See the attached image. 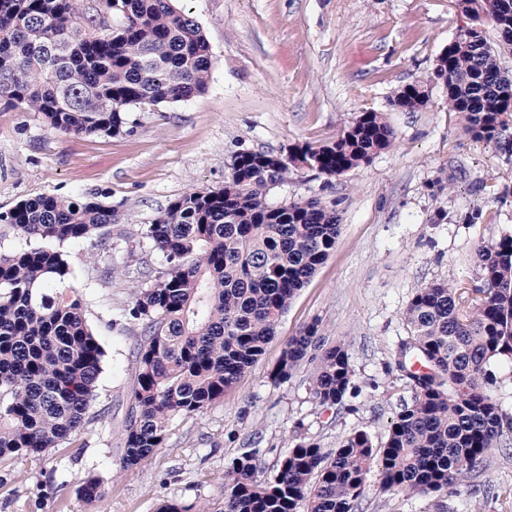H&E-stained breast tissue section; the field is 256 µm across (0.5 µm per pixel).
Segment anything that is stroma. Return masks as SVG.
<instances>
[{
	"instance_id": "obj_1",
	"label": "stroma",
	"mask_w": 512,
	"mask_h": 512,
	"mask_svg": "<svg viewBox=\"0 0 512 512\" xmlns=\"http://www.w3.org/2000/svg\"><path fill=\"white\" fill-rule=\"evenodd\" d=\"M204 31L213 67L206 92L159 109L131 112L119 136L65 135L42 115L0 101V211L39 194L94 196L111 206L112 253L93 241L67 244L85 315L105 349L93 404L99 415L80 455L55 449L41 461H0V512H154L162 498L187 505L222 499L227 461L263 449L274 469L294 443L330 450L354 430L382 446L387 424L411 393L395 354L407 334L402 312L435 281L474 288L479 244L512 234V153L473 139L430 83L416 112L390 104L402 86L428 81L439 54L467 20L451 0H178ZM385 113L394 145L359 169L335 177L288 167L265 193L279 207L316 196L336 208L341 232L328 259L292 300L264 356L223 399L176 417L163 448L123 470V430L141 326L125 316L143 268L161 254L144 224L175 198L223 187L241 151L285 156L299 144L333 142L361 112ZM111 263L114 274L102 279ZM320 321L326 341L347 346L353 369L347 409L335 413L313 396L314 364L290 379L269 374L283 346ZM105 496L77 494L87 473ZM358 512H512V448L493 449L484 472L435 498L381 490L369 474Z\"/></svg>"
}]
</instances>
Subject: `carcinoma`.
Segmentation results:
<instances>
[{
	"mask_svg": "<svg viewBox=\"0 0 512 512\" xmlns=\"http://www.w3.org/2000/svg\"><path fill=\"white\" fill-rule=\"evenodd\" d=\"M80 0H0V98L43 114L64 134L118 135L131 108L187 101L204 93L213 66L208 40L175 0H102L104 17L80 12ZM470 23L436 60L433 78L448 91L472 138L512 152L507 115L512 78L500 54L512 51V17L503 0H454ZM495 42H490L486 27ZM428 103L426 84L391 99L397 111ZM396 140L383 113L365 111L334 142L297 145L288 157L242 151L224 187L194 190L169 203L143 235L164 266L146 271L127 315L137 337L122 468H137L165 443L176 416L203 412L224 398L265 354L290 302L328 258L340 217L318 197L269 206L266 188L288 165L337 176L355 170ZM112 208L92 196L42 194L0 212V237L29 244L0 254V460H42L56 448L83 447L104 348L88 324L64 245L94 239L112 247ZM480 286L446 282L417 290L403 311L407 336L396 368L411 392L387 426L382 447L354 430L326 453L316 443L288 449L263 474V450L224 466L223 500L194 508L163 498L155 512H357L368 474L405 495H446L480 474L493 448L512 444L489 366L512 360V234L476 252ZM315 362L313 393L335 408L352 384L345 344L328 343L319 325L285 344L270 373L288 381ZM78 495L92 504L103 481L85 477Z\"/></svg>",
	"mask_w": 512,
	"mask_h": 512,
	"instance_id": "obj_1",
	"label": "carcinoma"
}]
</instances>
